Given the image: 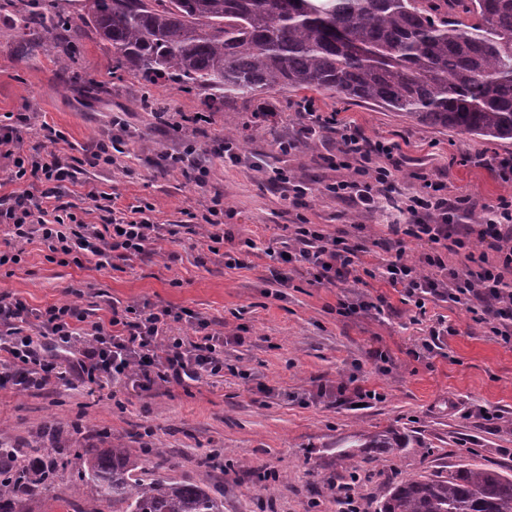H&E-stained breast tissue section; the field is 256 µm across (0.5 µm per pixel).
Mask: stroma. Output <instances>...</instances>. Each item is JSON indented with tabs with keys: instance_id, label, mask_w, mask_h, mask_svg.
Wrapping results in <instances>:
<instances>
[{
	"instance_id": "1",
	"label": "stroma",
	"mask_w": 512,
	"mask_h": 512,
	"mask_svg": "<svg viewBox=\"0 0 512 512\" xmlns=\"http://www.w3.org/2000/svg\"><path fill=\"white\" fill-rule=\"evenodd\" d=\"M8 17L0 18V126L15 124L19 113H34V128L23 130L27 147L40 146L42 126L63 135L65 156L84 157L94 140L112 131V115L125 113L127 153L120 165L85 167L63 200L77 218L98 221L87 199L88 185L112 194L118 208L150 204L158 224L190 223L201 202L221 196L232 215L225 250L239 251L245 238L256 247L246 267L228 269L222 258L206 265L197 259L207 248L201 236L180 232L155 245L152 254L120 268L51 262L40 243L27 245L20 265L0 268V294L17 295L33 308L76 301L94 318H107L109 300L124 304L150 301L188 308L226 332L244 327V342L226 355L238 368L191 387L142 394L121 383L89 390L58 386L48 398L0 389V434L21 446L57 432L83 443L98 434L128 448L143 440L168 449L178 478L203 483L224 496V512H339L338 487L357 472L354 492L361 512H377L390 487L406 479L445 473L476 463L512 474V348L476 325L466 307L427 301L424 308L403 301L380 274L391 253L389 215L364 211L324 192L327 184L350 180L342 167L339 136L333 131L299 134L313 111L336 113L367 136L396 141L406 158L394 171L396 195L418 190L414 171L441 179L453 196L478 205L512 195L478 159L512 153V142H488L457 131L428 129L394 113L327 92H267L232 96L211 103L200 91L183 92L169 84L144 86L114 71L111 47L91 27H82L67 66L43 45L19 56ZM165 113H155V105ZM275 106L262 119L263 106ZM204 119L191 123L195 113ZM236 132L246 141L238 163L210 157V175L198 185L181 170H162L159 156L184 138L208 150ZM296 141L289 153L276 144ZM286 171L308 187L302 207L269 190L266 172ZM324 225L327 232L362 243L364 274L359 281L323 287L307 274H294L280 293L268 283L269 238L284 235L296 215ZM384 294L391 308L379 315L342 316L341 299ZM450 332L440 349L425 352L421 340L438 323ZM387 351L391 361L380 370L373 353ZM356 382L382 393L379 401L357 406L350 396L318 398L319 389ZM482 406L499 413L496 429L460 418L461 409ZM360 435L397 440L394 448H360L350 459L338 456L339 440ZM224 451L223 465L199 469L198 459L212 449ZM279 476L264 480L266 471Z\"/></svg>"
}]
</instances>
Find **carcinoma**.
Segmentation results:
<instances>
[{"instance_id":"1","label":"carcinoma","mask_w":512,"mask_h":512,"mask_svg":"<svg viewBox=\"0 0 512 512\" xmlns=\"http://www.w3.org/2000/svg\"><path fill=\"white\" fill-rule=\"evenodd\" d=\"M78 19L116 55L117 69L153 84L167 79L213 102L271 90L334 92L416 125L512 141V0H90ZM17 35L69 53L71 18L57 0H0ZM345 30L352 52L330 27ZM380 438L339 444L393 448ZM42 465L0 438V512H29L58 471L72 467L74 494L97 506L51 497L45 512H224V497L166 474L160 448L74 445L59 435ZM379 512H512V475L464 464L448 475L394 486Z\"/></svg>"}]
</instances>
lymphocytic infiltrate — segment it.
Returning <instances> with one entry per match:
<instances>
[{
	"label": "lymphocytic infiltrate",
	"instance_id": "obj_1",
	"mask_svg": "<svg viewBox=\"0 0 512 512\" xmlns=\"http://www.w3.org/2000/svg\"><path fill=\"white\" fill-rule=\"evenodd\" d=\"M18 121V126L0 127V172L15 186L11 193L0 195V233L9 245L8 250H0V267L19 264L26 244L35 241L75 264L93 257L103 267L115 259L149 255L157 242L175 236L171 225L151 221L147 207L108 205L107 193L95 189L87 196L101 213L99 222L88 223L61 210L56 204L61 188L77 181L75 166L58 148L61 135L49 132L42 151L28 154L20 130L31 126L32 117L22 113ZM341 140L342 154L357 164V177L328 184L325 191L342 202L374 210L400 163V146L369 138L351 124L342 126ZM125 146L126 124L113 116L111 134L92 143L88 163L114 166ZM406 209L412 222L404 235L431 243L433 250L413 262L404 249H397L384 267V282L420 309L430 297L465 305L476 324L512 346V197L500 196L483 205L476 232L488 249L480 254L470 246L468 199L450 196L443 182L422 177L421 191L408 196ZM224 215L222 198H212L203 204L196 227L210 253L223 254L226 267L238 268L242 265L238 256L220 251ZM492 251L497 254L493 261L488 258ZM265 253L277 264L270 283L279 288L288 286L297 269L321 285L347 281L359 260L358 246L302 217ZM449 253L463 256L472 270L462 273L449 267L445 259ZM109 311V319L94 320L73 302L34 309L22 297L1 296L0 388L48 395L62 384L130 381L146 392L187 389L204 378L223 375L225 347L243 342L239 333L223 334L186 308L113 304ZM182 320L193 327L196 340L170 334L171 322Z\"/></svg>",
	"mask_w": 512,
	"mask_h": 512
}]
</instances>
